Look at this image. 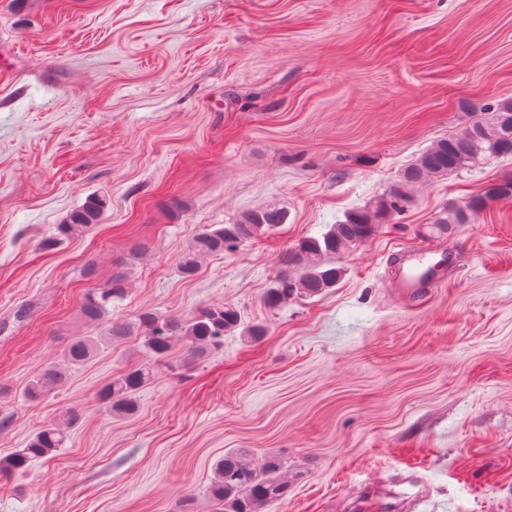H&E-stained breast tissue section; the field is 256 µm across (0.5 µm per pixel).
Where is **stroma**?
I'll use <instances>...</instances> for the list:
<instances>
[{"label": "stroma", "mask_w": 512, "mask_h": 512, "mask_svg": "<svg viewBox=\"0 0 512 512\" xmlns=\"http://www.w3.org/2000/svg\"><path fill=\"white\" fill-rule=\"evenodd\" d=\"M509 98L512 0H0V458L81 415L52 459L0 477V512H210L237 449L284 464L288 496L265 512H512V199L429 230L512 156L421 183L337 257L334 288L264 303L299 240ZM93 197L99 224L59 240ZM268 206L286 223L180 274L204 227ZM424 245L449 253L444 284L403 295L397 250ZM120 272L113 320L228 303L267 333L159 370L127 417L99 393L140 362L135 338L28 403L30 377L92 334L88 291Z\"/></svg>", "instance_id": "1"}]
</instances>
